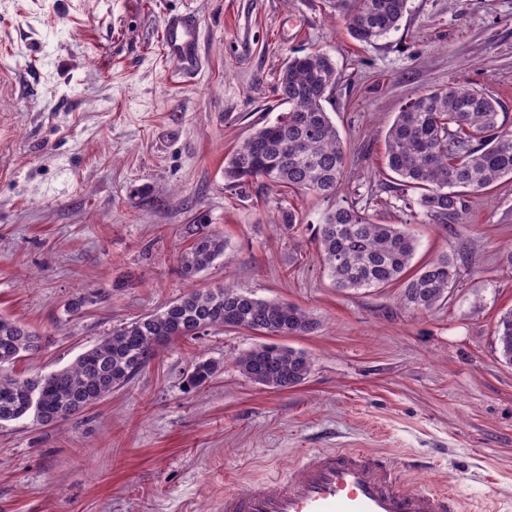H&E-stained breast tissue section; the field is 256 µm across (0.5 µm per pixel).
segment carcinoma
I'll use <instances>...</instances> for the list:
<instances>
[{
	"label": "carcinoma",
	"mask_w": 512,
	"mask_h": 512,
	"mask_svg": "<svg viewBox=\"0 0 512 512\" xmlns=\"http://www.w3.org/2000/svg\"><path fill=\"white\" fill-rule=\"evenodd\" d=\"M350 37L372 43L399 29L407 0H330ZM338 85L332 58L317 51L288 56L276 84L287 106L275 121L256 128L224 165L232 186L261 182L288 192L339 198L347 148L325 104ZM386 169L399 177L403 196L430 224H460L472 194L512 179V129L499 104L467 84L418 94L397 113L387 133ZM191 241L179 257L180 273L198 278L224 257L227 242L207 224L188 226ZM324 267L343 292L401 288L403 307L432 310L448 297L458 275L457 261L443 254L412 265L416 240L404 224H379L348 202L336 203L315 231ZM258 331L264 336H301L319 321L288 303L256 299L232 285L192 289L164 310L125 323L86 350L69 366L22 377L7 366L36 353L41 337L25 324L0 314V423L31 413L43 425L57 424L138 376L154 356L178 338H195L210 328ZM498 352L512 365V310L495 328ZM248 379L284 390L311 372L309 355L292 347L259 344L237 359ZM219 365L199 359L189 383H209Z\"/></svg>",
	"instance_id": "cac0c4a2"
}]
</instances>
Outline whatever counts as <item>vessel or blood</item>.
Masks as SVG:
<instances>
[{
  "label": "vessel or blood",
  "instance_id": "1",
  "mask_svg": "<svg viewBox=\"0 0 512 512\" xmlns=\"http://www.w3.org/2000/svg\"><path fill=\"white\" fill-rule=\"evenodd\" d=\"M163 36L168 56L191 67L197 56L195 28L174 17ZM223 512H460V502L444 489L407 488L382 454L312 449L273 479L225 491Z\"/></svg>",
  "mask_w": 512,
  "mask_h": 512
}]
</instances>
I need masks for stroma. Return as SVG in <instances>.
Here are the masks:
<instances>
[{
    "label": "stroma",
    "mask_w": 512,
    "mask_h": 512,
    "mask_svg": "<svg viewBox=\"0 0 512 512\" xmlns=\"http://www.w3.org/2000/svg\"><path fill=\"white\" fill-rule=\"evenodd\" d=\"M173 14L196 28L195 69L165 55ZM297 49L339 70L327 110L347 144L342 199L408 225L415 263L456 258L431 311L405 309L396 287L334 288L315 239L334 201L228 188L225 161L280 113L275 86ZM451 82L498 100L512 125V0H408L398 30L370 44L327 0H0V313L42 338L14 372L68 366L182 296L191 224L228 243L197 287L230 284L320 322L279 337L312 360L285 391L237 368L262 336L216 328L65 421L0 424V512H221L225 489L313 448L372 449L408 488L449 490L462 512H512V365L494 336L512 310V179L444 226L411 215L382 173L397 113ZM283 207L301 219L285 233ZM201 358L220 371L187 387Z\"/></svg>",
    "instance_id": "stroma-1"
}]
</instances>
